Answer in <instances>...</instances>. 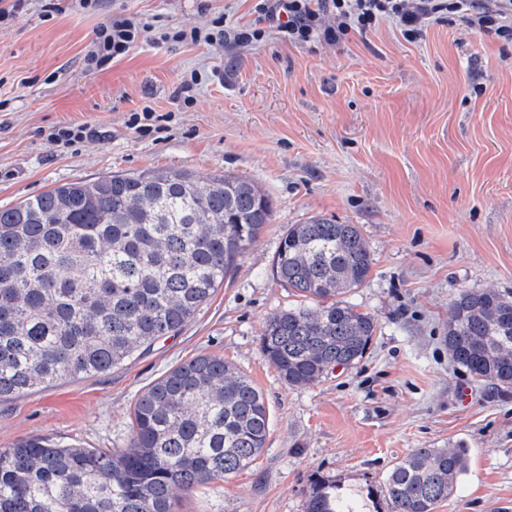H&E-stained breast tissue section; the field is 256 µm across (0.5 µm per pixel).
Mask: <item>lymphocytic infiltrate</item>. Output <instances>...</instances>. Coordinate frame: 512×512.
<instances>
[{
    "instance_id": "obj_1",
    "label": "lymphocytic infiltrate",
    "mask_w": 512,
    "mask_h": 512,
    "mask_svg": "<svg viewBox=\"0 0 512 512\" xmlns=\"http://www.w3.org/2000/svg\"><path fill=\"white\" fill-rule=\"evenodd\" d=\"M254 11V25L234 32V46H251L269 29L292 44L336 45L350 33H367L384 21L396 22L403 37L413 42L430 24L458 20L512 43V0H257ZM153 31L149 21L113 15L95 34L85 56L87 68L123 57Z\"/></svg>"
}]
</instances>
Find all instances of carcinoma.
Wrapping results in <instances>:
<instances>
[{
	"mask_svg": "<svg viewBox=\"0 0 512 512\" xmlns=\"http://www.w3.org/2000/svg\"><path fill=\"white\" fill-rule=\"evenodd\" d=\"M269 196L232 175L179 170L77 181L0 208V401L106 373L176 336L271 223ZM357 224L312 219L282 234L273 272L300 298L259 344L290 387L360 359L376 322L344 296L370 278ZM448 356L512 389V295L464 288L450 303ZM127 447L36 438L0 448V512H179L178 494L222 482L265 448L270 412L250 378L200 356L154 381L130 413ZM468 449L416 448L383 503L334 482L306 512H435L468 470Z\"/></svg>",
	"mask_w": 512,
	"mask_h": 512,
	"instance_id": "cac0c4a2",
	"label": "carcinoma"
}]
</instances>
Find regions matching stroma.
Listing matches in <instances>:
<instances>
[{
  "mask_svg": "<svg viewBox=\"0 0 512 512\" xmlns=\"http://www.w3.org/2000/svg\"><path fill=\"white\" fill-rule=\"evenodd\" d=\"M255 0H101L0 23V206L112 174L184 170L247 178L274 217L178 336L121 368L0 401V448L45 438L123 448L136 397L198 356L246 373L270 409L246 469L182 497L180 512H304L315 484L379 489L417 448H465L468 471L436 512H512V390L448 358V305L463 288L512 291V44L465 23L410 43L391 21L337 45L268 35L249 48L161 44L89 72L107 15L173 27L251 25ZM198 73L195 102L179 90ZM152 107L147 131L129 119ZM83 139L55 143L62 127ZM358 225L374 257L348 295L377 321L364 357L288 387L259 350L264 322L295 305L274 276L287 225Z\"/></svg>",
  "mask_w": 512,
  "mask_h": 512,
  "instance_id": "1",
  "label": "stroma"
}]
</instances>
